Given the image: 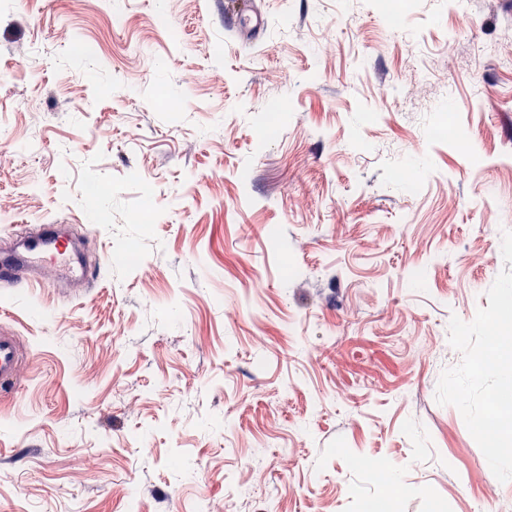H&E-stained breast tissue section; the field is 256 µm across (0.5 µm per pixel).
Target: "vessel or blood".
<instances>
[{
    "mask_svg": "<svg viewBox=\"0 0 512 512\" xmlns=\"http://www.w3.org/2000/svg\"><path fill=\"white\" fill-rule=\"evenodd\" d=\"M228 30L237 32L245 39L257 37L264 26V18L254 9L251 0H242L239 8L224 18ZM25 253L21 262L9 261L0 265V282L4 284H43L42 274L47 270H58L62 283H76L90 287L94 282L93 271L83 267H72L68 254L72 240L63 235L53 224L41 225L36 234H29L27 226H20L15 233ZM23 352L16 336L0 333V390L19 388Z\"/></svg>",
    "mask_w": 512,
    "mask_h": 512,
    "instance_id": "vessel-or-blood-1",
    "label": "vessel or blood"
}]
</instances>
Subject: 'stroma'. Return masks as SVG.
Wrapping results in <instances>:
<instances>
[{"mask_svg": "<svg viewBox=\"0 0 512 512\" xmlns=\"http://www.w3.org/2000/svg\"><path fill=\"white\" fill-rule=\"evenodd\" d=\"M256 6L0 0V252L100 271L0 289V512H512V0ZM239 8L227 14L224 18V24L230 31L237 32L243 39L255 38L260 34L264 27V18L253 8V1L239 2ZM19 229L14 236L22 241L25 255H22V266L26 269V276H20L19 265L15 261L5 262L0 267V281L3 284L23 283L25 286L49 285L42 273L45 270L57 269L59 276L55 283H77L82 288H89L94 282V271L81 265L78 268L71 266L69 258L73 242L63 235L54 224H43L36 234L28 235V225H17ZM23 352L16 336L0 333V391L19 389Z\"/></svg>", "mask_w": 512, "mask_h": 512, "instance_id": "obj_1", "label": "stroma"}]
</instances>
